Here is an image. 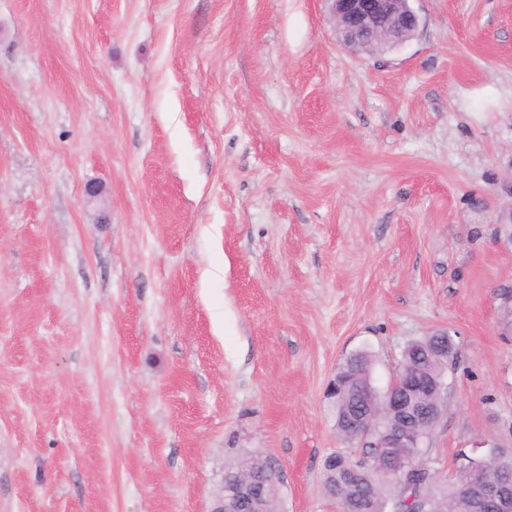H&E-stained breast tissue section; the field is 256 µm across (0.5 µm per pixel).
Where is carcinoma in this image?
Masks as SVG:
<instances>
[{"label": "carcinoma", "mask_w": 512, "mask_h": 512, "mask_svg": "<svg viewBox=\"0 0 512 512\" xmlns=\"http://www.w3.org/2000/svg\"><path fill=\"white\" fill-rule=\"evenodd\" d=\"M445 336V332H435L408 344L398 372L415 370L429 381L444 377L455 353L453 340H448L446 353L437 356L433 351ZM372 369L371 355L355 353L337 369L332 383L336 388L330 394L336 431L343 440L361 444L358 455L329 454L324 459L323 490L338 512H473L470 499L463 493L465 487L497 484L512 476V453L466 455L453 478L437 485L431 469L422 464L423 449L411 444L388 449V469L369 468L367 462L381 453L374 447L380 433L366 435L364 431L368 423L388 416L381 399L361 396L371 385Z\"/></svg>", "instance_id": "cac0c4a2"}]
</instances>
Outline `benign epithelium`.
<instances>
[{
	"label": "benign epithelium",
	"mask_w": 512,
	"mask_h": 512,
	"mask_svg": "<svg viewBox=\"0 0 512 512\" xmlns=\"http://www.w3.org/2000/svg\"><path fill=\"white\" fill-rule=\"evenodd\" d=\"M330 12L340 42L353 50L364 43H388L399 46L412 39L420 18L411 5L412 0H329ZM389 401V431L379 442L380 448H395L402 441L418 442L423 429V413L414 409L411 398L391 384L386 391ZM265 469L253 472L234 489L219 487L214 494L209 512H277V500L266 498L264 491L256 490L272 482L279 485L278 476L269 462ZM512 483L483 488L476 494L483 508L492 504L500 507L503 490Z\"/></svg>",
	"instance_id": "7a95c632"
}]
</instances>
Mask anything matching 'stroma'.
Here are the masks:
<instances>
[{"label":"stroma","mask_w":512,"mask_h":512,"mask_svg":"<svg viewBox=\"0 0 512 512\" xmlns=\"http://www.w3.org/2000/svg\"><path fill=\"white\" fill-rule=\"evenodd\" d=\"M413 6L371 56L325 0H0V512H208L249 454L331 512L338 365L436 330L438 478L512 448V0Z\"/></svg>","instance_id":"stroma-1"}]
</instances>
